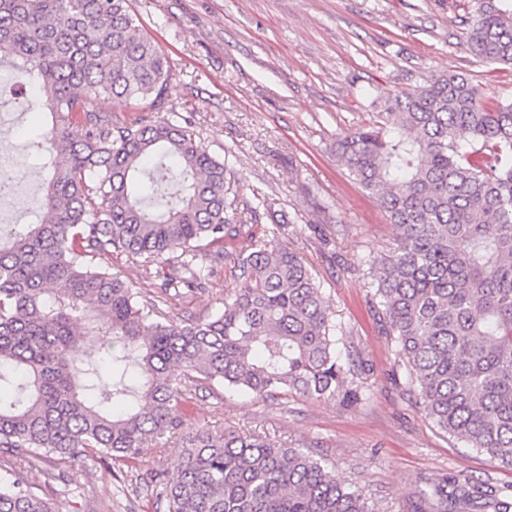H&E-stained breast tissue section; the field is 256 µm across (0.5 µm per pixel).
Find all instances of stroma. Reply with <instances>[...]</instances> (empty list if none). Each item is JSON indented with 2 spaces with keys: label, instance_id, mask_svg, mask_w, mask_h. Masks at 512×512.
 Wrapping results in <instances>:
<instances>
[{
  "label": "stroma",
  "instance_id": "stroma-1",
  "mask_svg": "<svg viewBox=\"0 0 512 512\" xmlns=\"http://www.w3.org/2000/svg\"><path fill=\"white\" fill-rule=\"evenodd\" d=\"M132 7L170 61L173 118L231 166L238 205L261 195L287 218L240 226L205 287L168 297L165 310L178 320L214 312L240 275L231 255L251 238L292 248L315 272L357 353L354 381L364 394L351 405L297 395L272 401L217 386L182 402L183 432L231 430L308 449L382 512H411L424 479L447 473L512 489L511 469L442 432L407 392L370 307L368 274L371 259L389 255L398 229L336 156L337 139L372 124L385 97L414 93L435 74H466L485 97L512 101V72L480 62L465 45L474 0H132ZM6 77L1 71L0 152L18 189L10 219L26 224L48 179L31 142L50 118L15 100ZM97 261L143 295H160L161 277L126 255ZM180 446L177 439L149 445L133 464L94 455L74 469L53 455L0 452V474L20 476L59 512H167L166 499L142 480L169 472Z\"/></svg>",
  "mask_w": 512,
  "mask_h": 512
}]
</instances>
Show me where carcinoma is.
Returning <instances> with one entry per match:
<instances>
[{
	"mask_svg": "<svg viewBox=\"0 0 512 512\" xmlns=\"http://www.w3.org/2000/svg\"><path fill=\"white\" fill-rule=\"evenodd\" d=\"M470 53L512 68V0H475ZM0 66L51 129L32 142L51 176L34 224L0 226V448L76 462L134 461L181 427L182 386L203 381L277 400H359L353 354L311 269L253 238L223 308L191 322L139 301L91 264L122 252L168 263L164 293L202 287L208 253L242 221L224 161L169 118L114 124L100 97L167 111L168 60L131 0H0ZM336 155L400 229L370 267L372 308L425 415L512 468V102L463 73L387 97ZM101 350L103 376L81 366ZM161 482L168 512H379L301 448L201 430ZM436 512H512V493L452 475L426 480ZM0 512H57L0 478Z\"/></svg>",
	"mask_w": 512,
	"mask_h": 512,
	"instance_id": "1",
	"label": "carcinoma"
}]
</instances>
